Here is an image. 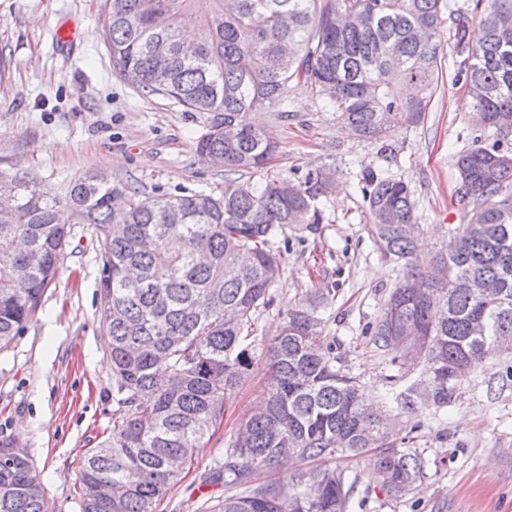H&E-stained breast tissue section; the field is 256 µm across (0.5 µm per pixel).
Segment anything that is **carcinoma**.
I'll return each instance as SVG.
<instances>
[{
    "label": "carcinoma",
    "instance_id": "cac0c4a2",
    "mask_svg": "<svg viewBox=\"0 0 512 512\" xmlns=\"http://www.w3.org/2000/svg\"><path fill=\"white\" fill-rule=\"evenodd\" d=\"M197 40L185 41L196 4ZM448 31L458 78L473 97L484 139L460 151L457 195L468 202L456 244L442 247L436 282L414 263L415 202L406 182L365 166L357 185L368 232L403 275L389 293L373 342L415 381L435 409L453 403L477 362L512 337V0L453 10ZM264 18L256 27L254 18ZM478 18L482 36L468 38ZM112 64L145 95L195 112H222L197 153L225 171L219 193L150 198L88 174L58 195L24 176H0V351L39 309L71 226L87 224L101 251L99 322L111 339L112 432L80 469V512H157L195 455L224 423L227 400L255 364L258 320L273 305L288 250L286 229L323 221L332 183L303 178L242 180L278 151L248 113L284 104L301 81L340 112L355 135L394 151L391 133L419 123L438 82L440 0H104L100 18ZM235 134L224 136V122ZM166 276H158V270ZM283 314L266 351L263 400L224 448L211 476L228 494L216 512H351L358 476L336 458L378 450L370 481L398 498L428 478L427 461L404 448L385 412L364 399L333 350L318 351L316 308ZM395 400L418 411L413 387ZM283 458L306 469L289 479L262 474ZM39 476L28 455L0 440V512H56L30 492ZM110 483L112 507L92 495Z\"/></svg>",
    "mask_w": 512,
    "mask_h": 512
}]
</instances>
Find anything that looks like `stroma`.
<instances>
[{"instance_id":"obj_1","label":"stroma","mask_w":512,"mask_h":512,"mask_svg":"<svg viewBox=\"0 0 512 512\" xmlns=\"http://www.w3.org/2000/svg\"><path fill=\"white\" fill-rule=\"evenodd\" d=\"M103 0H0V55L9 70L0 81V172L33 178L61 192L86 173L107 171L144 195L217 192L224 174L203 161L196 142L216 119L188 112L168 98L141 95L112 66L99 17ZM75 24L80 41L63 47L56 31ZM456 57L444 44L439 79L422 122L393 132L394 155L353 135L338 112L310 87L288 86L283 111L249 113L280 144L272 176H304L327 166L336 189L322 200L325 221L313 231L288 230L286 268L274 304L261 325L274 336L282 312L329 290L317 315L322 345L332 346L366 398L393 400L413 376L389 387L394 369L371 338L383 305L402 275L383 261L368 234L366 204L356 175L367 165L410 187L420 226L415 262L426 266L465 221L456 194L457 154L480 134L463 84L454 80ZM99 246L88 225H73L56 279L38 313L0 352V438L10 437L34 462L57 512H80L75 494L78 462L112 429V363L99 324ZM266 369L226 405L227 428L239 425L259 402ZM414 446L432 459L422 489L400 499L369 485L374 453L349 461L360 475L354 512H512V350L472 369L445 410L419 407L407 417ZM224 452L216 433L170 494L165 512H212L224 499L220 483L202 482Z\"/></svg>"}]
</instances>
